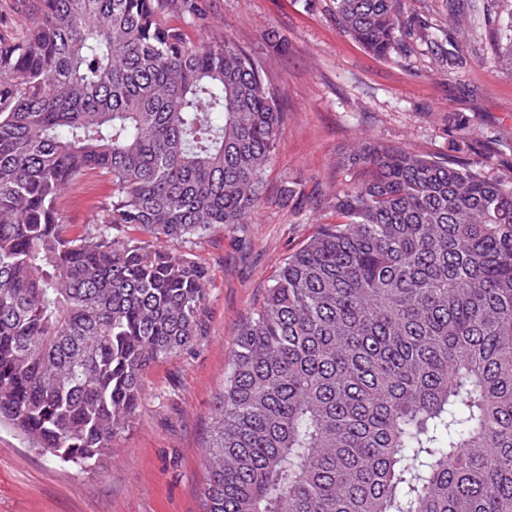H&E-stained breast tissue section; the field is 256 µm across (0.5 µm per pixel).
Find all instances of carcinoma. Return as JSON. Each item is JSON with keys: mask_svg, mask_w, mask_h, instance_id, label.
I'll use <instances>...</instances> for the list:
<instances>
[{"mask_svg": "<svg viewBox=\"0 0 512 512\" xmlns=\"http://www.w3.org/2000/svg\"><path fill=\"white\" fill-rule=\"evenodd\" d=\"M390 58L405 0H333ZM0 38V425L100 469L208 268L154 247L245 224L287 113L195 0H34ZM241 326L205 512H512V181L373 141ZM96 173L90 223L60 203ZM133 228L140 237L112 231ZM112 193L110 182L102 176H86L67 191L63 199L62 219L65 224L82 226L109 200Z\"/></svg>", "mask_w": 512, "mask_h": 512, "instance_id": "1", "label": "carcinoma"}]
</instances>
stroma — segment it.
<instances>
[{"instance_id":"stroma-1","label":"stroma","mask_w":512,"mask_h":512,"mask_svg":"<svg viewBox=\"0 0 512 512\" xmlns=\"http://www.w3.org/2000/svg\"><path fill=\"white\" fill-rule=\"evenodd\" d=\"M209 35L264 58L287 120L248 223L218 226L189 242H160L190 253L210 273L202 336L144 373L140 406L100 470L62 465L0 426V512H204L207 445L242 323L278 266L317 225L336 223L314 196L344 187L343 160L364 141L447 155L484 175L512 179V66L500 59L489 16L504 0H460L458 54L421 41L420 24L446 28V0H407L403 51L377 56L340 27L332 0H197ZM277 30L287 43L264 40ZM299 184L302 197L283 189ZM110 182L91 175L62 201L64 223L81 226L108 201Z\"/></svg>"}]
</instances>
